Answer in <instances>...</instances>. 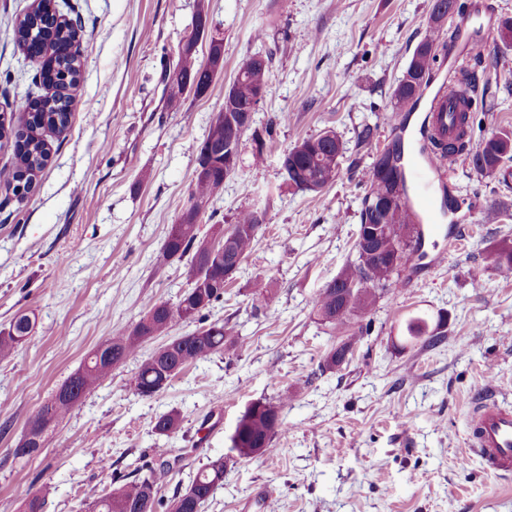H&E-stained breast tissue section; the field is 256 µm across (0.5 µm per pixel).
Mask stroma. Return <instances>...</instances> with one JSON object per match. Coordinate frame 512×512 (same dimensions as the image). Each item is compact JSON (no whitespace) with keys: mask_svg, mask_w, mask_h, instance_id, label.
<instances>
[{"mask_svg":"<svg viewBox=\"0 0 512 512\" xmlns=\"http://www.w3.org/2000/svg\"><path fill=\"white\" fill-rule=\"evenodd\" d=\"M34 0H0V113L44 97L36 66L13 40ZM472 32L496 30L512 0H457ZM81 21L83 79L71 127L51 140L35 190L18 199L0 182V329L35 317L32 337L0 360V512H22L48 489L44 512H76L114 478L153 476L162 499L185 490L208 460L223 457L224 483L202 512H512V476L488 472L465 449L477 387L512 402V277L487 255L512 245V160L480 176L459 167L433 182L431 197L454 241L426 239L392 291L359 318L347 360L322 369L332 338L312 301L356 258L354 244L373 162L394 139L405 155L427 148L429 107L457 79L454 59L434 63L414 109L386 117L392 93L429 27L430 0H56ZM206 12L222 38L224 70L201 96L167 106L164 69ZM264 38H257V29ZM272 56L271 80L242 138V166L205 205L200 237L262 208L257 244L210 308L239 345L179 372L158 396L130 386L139 365H116L80 407L50 430L49 447L18 460L13 450L39 408L118 329H133L159 302L177 304L189 257L158 264L194 182L200 145L224 106V90L252 54ZM473 142L512 131V52L480 70ZM288 120L271 126L272 116ZM372 145L357 144L361 125ZM325 129L345 146L341 176L320 192L283 179L287 147ZM264 163L251 164L257 140ZM273 307L254 311L258 285ZM445 315L446 338L424 348L406 323ZM292 398L272 454L243 458L230 436L256 400ZM179 414L180 431L157 436L156 417Z\"/></svg>","mask_w":512,"mask_h":512,"instance_id":"1","label":"stroma"}]
</instances>
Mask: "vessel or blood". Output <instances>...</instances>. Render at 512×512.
I'll use <instances>...</instances> for the list:
<instances>
[{"label":"vessel or blood","mask_w":512,"mask_h":512,"mask_svg":"<svg viewBox=\"0 0 512 512\" xmlns=\"http://www.w3.org/2000/svg\"><path fill=\"white\" fill-rule=\"evenodd\" d=\"M464 92L459 82H451L441 88L436 100L433 116L435 119H447L448 102L457 99ZM466 157L436 153L427 160L411 157L408 169L411 178L418 188V194L409 203L410 208L421 209L427 216L426 231L428 236L437 237L441 234L443 216L433 209L429 198L431 175L442 178H454L459 166L465 165ZM469 450L478 456L486 470L498 476L512 474V404L499 401L494 391L481 389L474 406L467 436Z\"/></svg>","instance_id":"1"}]
</instances>
